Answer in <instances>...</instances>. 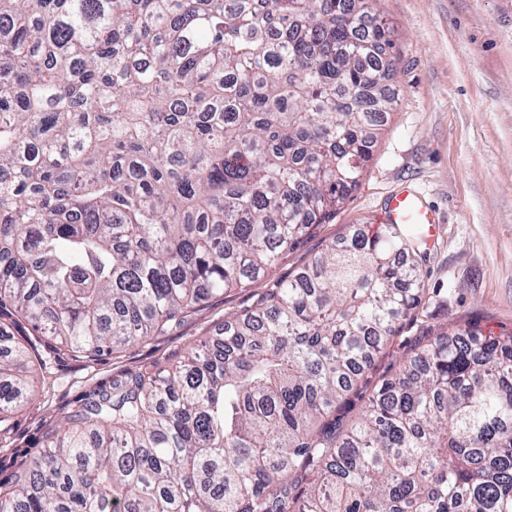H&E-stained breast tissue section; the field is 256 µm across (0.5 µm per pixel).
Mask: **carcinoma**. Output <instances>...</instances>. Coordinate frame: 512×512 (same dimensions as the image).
Masks as SVG:
<instances>
[{"label":"carcinoma","instance_id":"carcinoma-1","mask_svg":"<svg viewBox=\"0 0 512 512\" xmlns=\"http://www.w3.org/2000/svg\"><path fill=\"white\" fill-rule=\"evenodd\" d=\"M372 2L0 0V432L35 341L111 356L329 222L392 102ZM417 246L357 233L94 387L0 512H512V334L433 333L350 415L425 304Z\"/></svg>","mask_w":512,"mask_h":512}]
</instances>
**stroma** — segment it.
<instances>
[{
    "label": "stroma",
    "mask_w": 512,
    "mask_h": 512,
    "mask_svg": "<svg viewBox=\"0 0 512 512\" xmlns=\"http://www.w3.org/2000/svg\"><path fill=\"white\" fill-rule=\"evenodd\" d=\"M375 9L395 45L388 85L397 103L360 184L272 271L276 278L293 274L330 244L375 225L389 197L404 189L435 211L434 240L416 255L426 303L364 375L367 394L398 370L416 338L437 329L512 332V0H375ZM260 289L252 283L224 291L177 328L100 361L38 344L37 355L50 365L0 441V483L41 453L45 434L90 388L212 343Z\"/></svg>",
    "instance_id": "stroma-1"
}]
</instances>
